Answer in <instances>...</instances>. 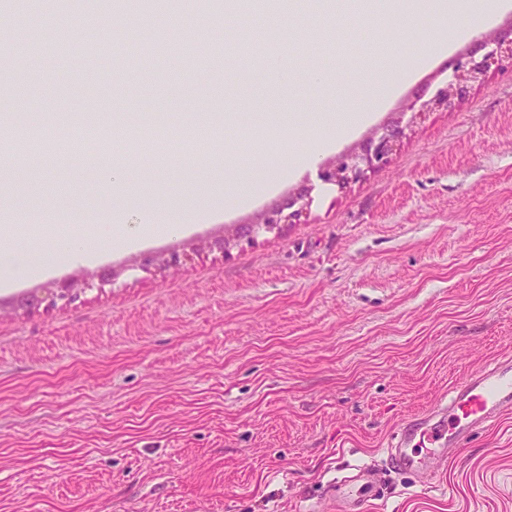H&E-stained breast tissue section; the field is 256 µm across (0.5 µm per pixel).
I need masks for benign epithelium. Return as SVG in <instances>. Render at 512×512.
I'll return each mask as SVG.
<instances>
[{
	"mask_svg": "<svg viewBox=\"0 0 512 512\" xmlns=\"http://www.w3.org/2000/svg\"><path fill=\"white\" fill-rule=\"evenodd\" d=\"M479 49L484 51L481 59H475L471 51L459 54L452 64L451 75L446 77L443 86L435 95L422 103L414 100L407 106L410 119H404L405 113L400 112L398 116L384 122L356 147L321 164L317 179L323 184L344 191L352 183L362 179L366 172L386 167L393 153L407 139L417 117L440 109L454 111L467 90L481 83L491 68L505 64L512 66V25L482 40ZM309 191L310 188L303 187L290 193L279 204L262 213L255 223L237 225L228 236L211 242L210 247L227 251L241 240L251 237L260 227L271 230L279 224L300 220L311 208ZM74 288V283L61 281L40 292L35 290L22 294L14 301V307L36 308L48 296L65 300L72 295Z\"/></svg>",
	"mask_w": 512,
	"mask_h": 512,
	"instance_id": "obj_1",
	"label": "benign epithelium"
}]
</instances>
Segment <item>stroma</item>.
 <instances>
[{
	"label": "stroma",
	"mask_w": 512,
	"mask_h": 512,
	"mask_svg": "<svg viewBox=\"0 0 512 512\" xmlns=\"http://www.w3.org/2000/svg\"><path fill=\"white\" fill-rule=\"evenodd\" d=\"M216 14L188 19L181 38L211 59L175 70L147 42L149 63L123 61L120 84L82 67L93 52L76 26L68 52L36 46L40 73L0 68L14 112L78 118L102 129L146 115L165 127L240 109L227 136L195 134L178 166L127 148L92 157L80 136L67 153L13 168L0 216V512H343L337 480L371 468L377 489L361 512H512V414L471 435L426 478L397 471L386 449L465 373L512 354V68L490 71L457 111L428 113L390 163L342 192L316 166L229 205L225 187L259 177L288 153L311 149L331 115L349 113L391 67L408 72L371 119L337 138L333 154L365 140L418 96L432 97L454 56L512 23V9L480 35L422 62L417 47L442 39L430 0L418 21L334 7L307 20L278 12L268 30L303 33L318 65L337 76L322 92L265 69L233 77L234 44L215 41ZM127 167L121 197L102 169ZM313 185L301 222L260 231L228 252L210 248L257 221L296 188ZM185 211L189 229L137 248L113 243L92 264L58 258L69 226L33 238L39 221L95 216L115 201ZM178 253V266L143 267ZM101 270L112 284L84 287ZM71 280V302L12 309L14 299Z\"/></svg>",
	"instance_id": "stroma-1"
}]
</instances>
